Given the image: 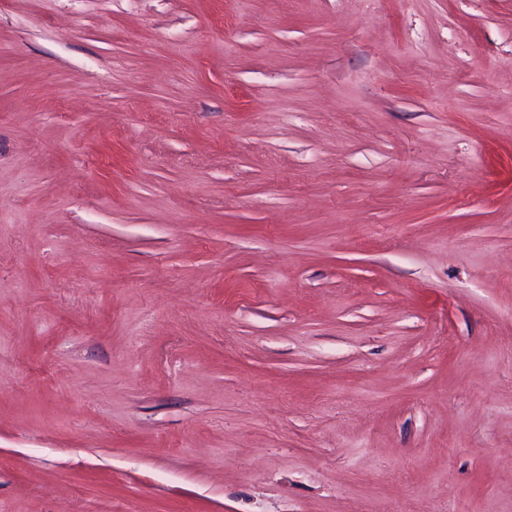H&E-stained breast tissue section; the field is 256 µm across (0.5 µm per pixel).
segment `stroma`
<instances>
[{
  "label": "stroma",
  "mask_w": 512,
  "mask_h": 512,
  "mask_svg": "<svg viewBox=\"0 0 512 512\" xmlns=\"http://www.w3.org/2000/svg\"><path fill=\"white\" fill-rule=\"evenodd\" d=\"M0 512H512V0H0Z\"/></svg>",
  "instance_id": "obj_1"
}]
</instances>
